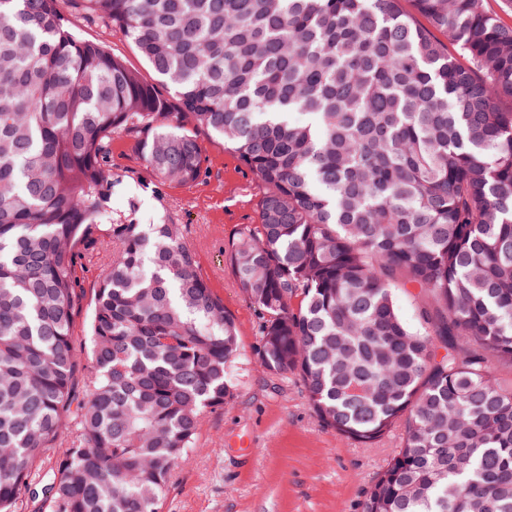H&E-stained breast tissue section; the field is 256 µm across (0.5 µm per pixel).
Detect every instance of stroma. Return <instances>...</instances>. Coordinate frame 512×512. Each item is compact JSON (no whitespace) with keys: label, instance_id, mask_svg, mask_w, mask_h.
Wrapping results in <instances>:
<instances>
[{"label":"stroma","instance_id":"35a3bbf8","mask_svg":"<svg viewBox=\"0 0 512 512\" xmlns=\"http://www.w3.org/2000/svg\"><path fill=\"white\" fill-rule=\"evenodd\" d=\"M84 38L103 43L146 80L154 74L119 31L73 13ZM207 175L189 185L154 190L136 177L133 141L116 139L112 169L126 174L112 197L122 213L139 202L145 224L172 221L195 253L200 271L235 320L240 357L231 369L234 399L206 413L194 447L175 467L162 512H361L368 488L402 441L394 429L366 447L324 429L295 377H275L256 361L257 313L224 250L243 225L256 220L258 182L223 142L204 139Z\"/></svg>","mask_w":512,"mask_h":512}]
</instances>
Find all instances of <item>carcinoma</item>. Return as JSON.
<instances>
[{
  "instance_id": "carcinoma-1",
  "label": "carcinoma",
  "mask_w": 512,
  "mask_h": 512,
  "mask_svg": "<svg viewBox=\"0 0 512 512\" xmlns=\"http://www.w3.org/2000/svg\"><path fill=\"white\" fill-rule=\"evenodd\" d=\"M71 2L156 80L60 0H0V512H162L235 397L236 324L180 225L111 207L114 138L185 185L202 133L258 181L227 252L257 361L349 440L404 428L362 512H512V24L485 0ZM399 284L427 298L419 330ZM71 14L75 29L82 37L103 43L114 55L121 57L130 68L139 71L144 79L153 81V72L122 33L95 25L74 10ZM394 296L396 304L404 319L411 325L417 326L418 308L425 298L418 288L407 286L395 288Z\"/></svg>"
}]
</instances>
